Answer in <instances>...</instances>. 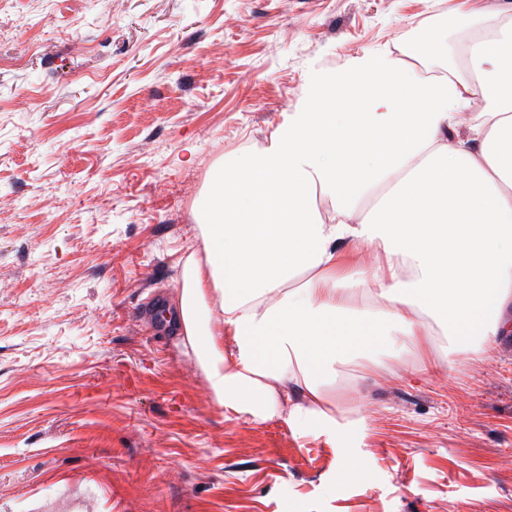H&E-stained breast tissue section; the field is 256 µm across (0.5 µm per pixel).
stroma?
<instances>
[{"label":"stroma","mask_w":512,"mask_h":512,"mask_svg":"<svg viewBox=\"0 0 512 512\" xmlns=\"http://www.w3.org/2000/svg\"><path fill=\"white\" fill-rule=\"evenodd\" d=\"M462 0H0V512H512V325L336 387L352 449L224 414L181 336L211 167L310 70L412 46Z\"/></svg>","instance_id":"35a3bbf8"}]
</instances>
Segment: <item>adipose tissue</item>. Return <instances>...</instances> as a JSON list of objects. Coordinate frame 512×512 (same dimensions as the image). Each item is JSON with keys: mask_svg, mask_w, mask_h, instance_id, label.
<instances>
[{"mask_svg": "<svg viewBox=\"0 0 512 512\" xmlns=\"http://www.w3.org/2000/svg\"><path fill=\"white\" fill-rule=\"evenodd\" d=\"M452 27L312 72L264 147L211 168L179 316L225 413L352 448L367 416L337 411L342 368L401 348L430 371L439 335L478 358L511 321L512 0Z\"/></svg>", "mask_w": 512, "mask_h": 512, "instance_id": "adipose-tissue-1", "label": "adipose tissue"}]
</instances>
